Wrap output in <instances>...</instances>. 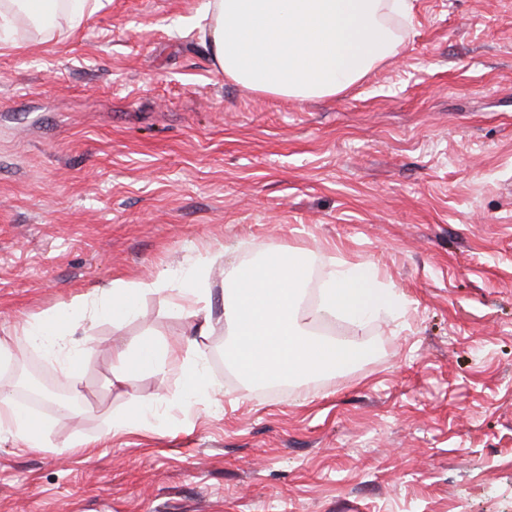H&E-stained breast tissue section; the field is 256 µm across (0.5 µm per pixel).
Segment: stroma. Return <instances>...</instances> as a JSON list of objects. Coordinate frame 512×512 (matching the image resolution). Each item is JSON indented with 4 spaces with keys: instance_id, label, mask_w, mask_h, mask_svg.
<instances>
[{
    "instance_id": "stroma-1",
    "label": "stroma",
    "mask_w": 512,
    "mask_h": 512,
    "mask_svg": "<svg viewBox=\"0 0 512 512\" xmlns=\"http://www.w3.org/2000/svg\"><path fill=\"white\" fill-rule=\"evenodd\" d=\"M205 2L0 24V336L57 381L82 354L76 408L23 405L48 447L0 438V512H512V0H409L390 56L304 101L225 79ZM281 248L309 254L301 310L337 262L393 305L314 324L374 346L357 364L251 386L224 358V268ZM199 266L215 393L190 404L163 403L173 377L112 385L116 349L190 336L160 295L119 327L87 310L51 353L20 333Z\"/></svg>"
}]
</instances>
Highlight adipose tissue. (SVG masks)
<instances>
[{
	"mask_svg": "<svg viewBox=\"0 0 512 512\" xmlns=\"http://www.w3.org/2000/svg\"><path fill=\"white\" fill-rule=\"evenodd\" d=\"M403 0H207L204 17L211 53L225 78L263 95L309 100L341 94L392 51L382 15L403 14ZM164 294L168 303L189 314L200 335L211 328V290L204 269L177 279L113 281L104 294L75 295L64 310L23 325L37 346L50 343L77 322L78 312L99 304L113 324L139 310L144 295ZM195 341L175 343L145 337L113 356V382L131 375H176L174 401L187 403L210 390L211 383ZM45 422L24 413L10 390L0 388V435L27 447L46 445Z\"/></svg>",
	"mask_w": 512,
	"mask_h": 512,
	"instance_id": "1",
	"label": "adipose tissue"
}]
</instances>
